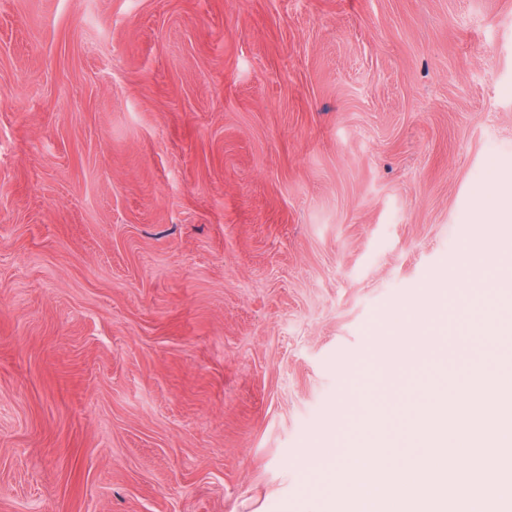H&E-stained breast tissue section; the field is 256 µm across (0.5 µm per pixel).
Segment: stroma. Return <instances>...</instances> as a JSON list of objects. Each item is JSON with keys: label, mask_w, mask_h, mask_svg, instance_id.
I'll list each match as a JSON object with an SVG mask.
<instances>
[{"label": "stroma", "mask_w": 512, "mask_h": 512, "mask_svg": "<svg viewBox=\"0 0 512 512\" xmlns=\"http://www.w3.org/2000/svg\"><path fill=\"white\" fill-rule=\"evenodd\" d=\"M499 265L512 0H0V512H353L377 370L512 337ZM414 382L432 494L502 483L503 402Z\"/></svg>", "instance_id": "35a3bbf8"}]
</instances>
